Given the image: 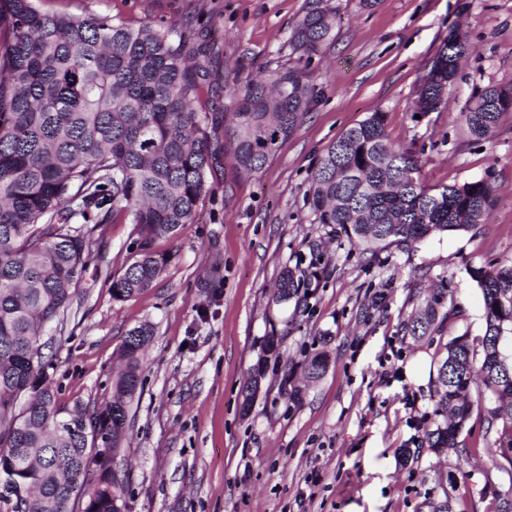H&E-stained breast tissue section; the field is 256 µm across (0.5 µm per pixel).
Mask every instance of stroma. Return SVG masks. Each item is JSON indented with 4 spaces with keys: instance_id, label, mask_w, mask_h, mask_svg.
<instances>
[{
    "instance_id": "1",
    "label": "stroma",
    "mask_w": 512,
    "mask_h": 512,
    "mask_svg": "<svg viewBox=\"0 0 512 512\" xmlns=\"http://www.w3.org/2000/svg\"><path fill=\"white\" fill-rule=\"evenodd\" d=\"M49 13L97 14L131 26L202 17L212 65L198 106L224 142L230 94L284 62L281 49L304 0H35ZM336 40L310 65L317 97L303 125L264 169L239 174L218 156L193 223L154 250L171 260L153 287L116 301L110 289L141 245L132 224L108 225L79 294L53 338L47 370L66 406L103 404L127 332L151 324L140 388L114 465L126 475L127 512H494L512 486L488 429L493 395L471 385L472 413L459 447L417 448L435 420L437 363L454 337L478 342L484 302L473 267L512 263V112L495 138L473 140L463 121L475 90L512 85V0H333ZM472 49L441 111L415 113L423 77L450 29ZM389 140L419 155L432 187L490 179L487 223L436 235L417 251L370 263L346 237L314 223L307 199L322 150L372 112ZM313 273L307 295L279 303L285 268ZM447 281L448 313L431 335L400 328L427 288ZM283 337L250 413L241 391L265 336ZM326 353L314 382L305 359ZM304 388L288 400L285 385Z\"/></svg>"
}]
</instances>
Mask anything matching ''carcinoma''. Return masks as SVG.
I'll return each mask as SVG.
<instances>
[{"instance_id": "carcinoma-1", "label": "carcinoma", "mask_w": 512, "mask_h": 512, "mask_svg": "<svg viewBox=\"0 0 512 512\" xmlns=\"http://www.w3.org/2000/svg\"><path fill=\"white\" fill-rule=\"evenodd\" d=\"M329 2L305 0L285 42L295 65H280L235 92L224 149L239 173H260L279 142L303 124L316 93L312 59L336 37ZM468 45L466 30L448 34L416 111H440ZM209 62L208 48L189 46L180 28H134L107 16L45 13L33 0H0V464H14L12 499L0 497L7 512H113V499L124 494L112 460L94 452V427L64 434L56 419L72 409L90 423L105 421L112 447H121L153 327L128 331L124 369L108 400L92 411L59 402L42 336L77 295L107 225L127 221L143 239L112 277L113 300L147 291L164 272L170 254L150 244L176 238L193 222L213 170L209 117L195 107L199 72ZM504 112H512V87H482L466 106L470 135L491 139ZM421 169L416 154L390 143L386 113H371L318 157L308 187L314 223L374 260L386 249L409 252L430 236L487 222L494 203L489 180L436 188L425 184ZM470 275L484 299L482 356L465 335L448 342L437 369V420L421 440L436 455L459 446L477 377L497 398L489 424L502 423L499 445L512 448V264L473 268ZM305 280L283 270L275 301L298 298ZM447 297L446 283L426 296L403 321V336L434 332ZM281 344L280 336L265 337L242 390L243 412L251 411L252 386L265 378L269 357L279 358ZM327 365L325 353L313 354L306 377L319 378Z\"/></svg>"}]
</instances>
